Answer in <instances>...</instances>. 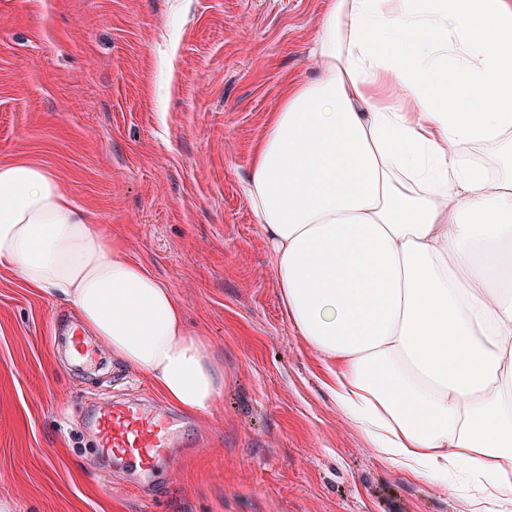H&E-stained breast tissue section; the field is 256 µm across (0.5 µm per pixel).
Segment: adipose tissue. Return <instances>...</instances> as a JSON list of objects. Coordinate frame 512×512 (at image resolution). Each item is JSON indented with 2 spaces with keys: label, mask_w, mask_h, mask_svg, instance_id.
Returning a JSON list of instances; mask_svg holds the SVG:
<instances>
[{
  "label": "adipose tissue",
  "mask_w": 512,
  "mask_h": 512,
  "mask_svg": "<svg viewBox=\"0 0 512 512\" xmlns=\"http://www.w3.org/2000/svg\"><path fill=\"white\" fill-rule=\"evenodd\" d=\"M311 60L246 184L284 313L383 461L512 512V0H321ZM1 264L211 415L207 338L39 164H0Z\"/></svg>",
  "instance_id": "1"
}]
</instances>
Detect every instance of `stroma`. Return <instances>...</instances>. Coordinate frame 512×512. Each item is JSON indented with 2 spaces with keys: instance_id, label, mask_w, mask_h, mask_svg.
Here are the masks:
<instances>
[{
  "instance_id": "35a3bbf8",
  "label": "stroma",
  "mask_w": 512,
  "mask_h": 512,
  "mask_svg": "<svg viewBox=\"0 0 512 512\" xmlns=\"http://www.w3.org/2000/svg\"><path fill=\"white\" fill-rule=\"evenodd\" d=\"M320 0H0V163L45 166L165 282L224 362L207 419L148 472L104 463L107 399L160 403L113 358L65 354L62 299L0 266V512H462L382 461L288 322L244 185Z\"/></svg>"
}]
</instances>
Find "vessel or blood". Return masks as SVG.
I'll return each instance as SVG.
<instances>
[{
    "label": "vessel or blood",
    "mask_w": 512,
    "mask_h": 512,
    "mask_svg": "<svg viewBox=\"0 0 512 512\" xmlns=\"http://www.w3.org/2000/svg\"><path fill=\"white\" fill-rule=\"evenodd\" d=\"M75 361H93L98 350L78 331L69 333ZM99 450L116 462L153 469L171 453L173 437L168 417L159 407L130 400L99 405L94 420Z\"/></svg>",
    "instance_id": "obj_1"
}]
</instances>
